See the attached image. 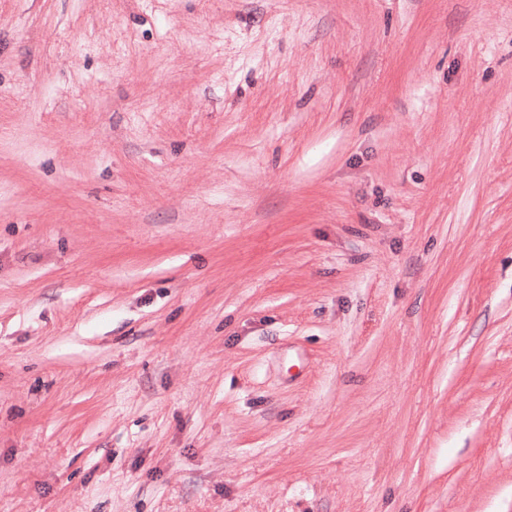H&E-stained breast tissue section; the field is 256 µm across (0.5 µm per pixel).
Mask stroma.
<instances>
[{
    "label": "stroma",
    "instance_id": "35a3bbf8",
    "mask_svg": "<svg viewBox=\"0 0 512 512\" xmlns=\"http://www.w3.org/2000/svg\"><path fill=\"white\" fill-rule=\"evenodd\" d=\"M0 512H512V0H0Z\"/></svg>",
    "mask_w": 512,
    "mask_h": 512
}]
</instances>
